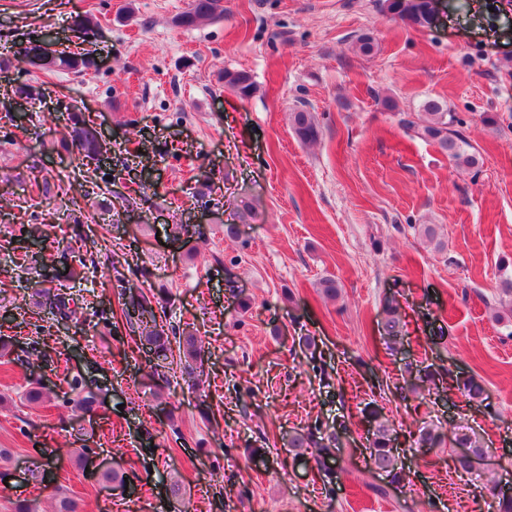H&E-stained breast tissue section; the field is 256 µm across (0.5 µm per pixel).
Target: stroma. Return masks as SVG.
<instances>
[{
    "instance_id": "35a3bbf8",
    "label": "stroma",
    "mask_w": 512,
    "mask_h": 512,
    "mask_svg": "<svg viewBox=\"0 0 512 512\" xmlns=\"http://www.w3.org/2000/svg\"><path fill=\"white\" fill-rule=\"evenodd\" d=\"M441 2L416 30L378 0H224L222 18L193 28L176 22L190 0H0V473L11 476L0 512L19 498L54 512L61 492L78 512H143L153 497L167 512H433L438 500L489 512L486 478L512 487V337L492 319L499 269L512 264V12ZM88 14L86 43L74 22ZM46 28L96 69L23 63ZM363 33L372 55L353 49ZM228 68L253 76L252 97L225 87ZM429 98L458 113L479 172L399 127L397 113ZM304 104L321 127L313 145L288 120ZM74 107L108 146L82 170L61 147ZM424 224L439 225L444 250L423 240ZM125 260L167 293L171 324L204 338L199 391L168 366L158 386L135 332L106 325L112 266ZM325 277L340 282L337 299L319 288ZM43 287L70 294L71 320L38 304ZM389 303L408 331L392 350ZM304 334L315 352L299 348ZM431 370L476 378L483 400L410 392ZM75 378L98 393L97 413L71 407ZM35 379L51 398L28 401ZM370 402L395 431L401 480L370 467ZM424 425L469 427L487 455L456 473L454 449L415 447ZM315 428L340 437L328 485L288 447ZM262 445L266 462L252 463L245 448ZM85 446L126 487L87 472ZM51 459L63 471L41 483ZM175 482L183 495L167 499Z\"/></svg>"
}]
</instances>
